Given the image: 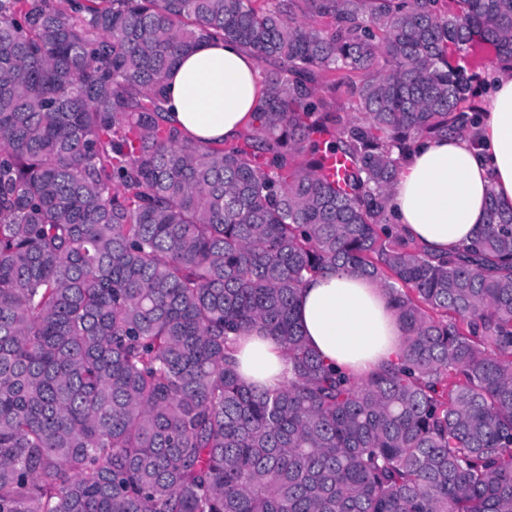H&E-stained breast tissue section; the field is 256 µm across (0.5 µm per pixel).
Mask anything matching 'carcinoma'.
<instances>
[{"label": "carcinoma", "mask_w": 512, "mask_h": 512, "mask_svg": "<svg viewBox=\"0 0 512 512\" xmlns=\"http://www.w3.org/2000/svg\"><path fill=\"white\" fill-rule=\"evenodd\" d=\"M209 40L265 65L222 143L165 116ZM488 49L512 68V0H0V512H512V208L443 259L388 207L477 124ZM328 270L391 301L385 368L307 343ZM254 330L276 390L237 371ZM234 356L242 377L259 388L278 387L291 369L279 345L258 331L239 339Z\"/></svg>", "instance_id": "obj_1"}]
</instances>
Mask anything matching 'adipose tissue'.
Segmentation results:
<instances>
[{
	"instance_id": "1",
	"label": "adipose tissue",
	"mask_w": 512,
	"mask_h": 512,
	"mask_svg": "<svg viewBox=\"0 0 512 512\" xmlns=\"http://www.w3.org/2000/svg\"><path fill=\"white\" fill-rule=\"evenodd\" d=\"M254 57L239 46L207 41L182 55L167 80L170 120L190 137L229 140L250 122L262 91ZM467 136L426 141L412 152L390 192L392 219L429 254L445 257L470 244L483 227L488 194L512 205V74L499 73L477 126ZM308 344L332 366L364 374L399 353L391 305L369 278L330 271L309 278L296 302ZM235 358L242 377L278 387L291 366L270 337H241Z\"/></svg>"
}]
</instances>
